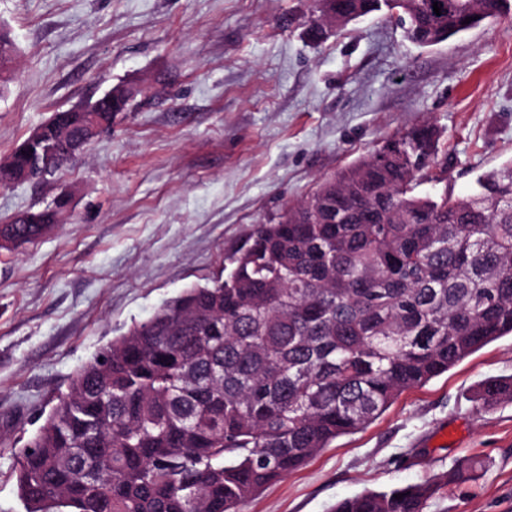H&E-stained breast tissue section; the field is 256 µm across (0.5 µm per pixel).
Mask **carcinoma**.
<instances>
[{
  "mask_svg": "<svg viewBox=\"0 0 512 512\" xmlns=\"http://www.w3.org/2000/svg\"><path fill=\"white\" fill-rule=\"evenodd\" d=\"M333 2L338 28L390 12L387 0ZM511 10L410 0L399 20L427 48ZM13 55L0 27V62ZM87 120L55 113L44 143ZM447 169L434 127L386 138L255 225L209 284L101 348L19 451L26 512H239L403 393L511 335L512 163L465 194L418 191ZM65 206L8 228L32 244ZM480 400L512 402V378L487 379ZM446 483L364 492L331 512H425Z\"/></svg>",
  "mask_w": 512,
  "mask_h": 512,
  "instance_id": "1",
  "label": "carcinoma"
}]
</instances>
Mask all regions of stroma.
Returning a JSON list of instances; mask_svg holds the SVG:
<instances>
[{
  "label": "stroma",
  "instance_id": "stroma-1",
  "mask_svg": "<svg viewBox=\"0 0 512 512\" xmlns=\"http://www.w3.org/2000/svg\"><path fill=\"white\" fill-rule=\"evenodd\" d=\"M314 0H0V158L52 114L131 86L128 111L43 184L0 187V224L70 204L0 248V512H25L18 453L78 368L221 272L251 231L396 132L430 123L448 188L512 162V14L435 47L374 13L309 30ZM512 337L402 394L240 512H331L341 498L467 469L425 512H512ZM66 204V201L59 202L53 208L27 211L25 212L28 216L27 224H6L4 226L10 228L14 237L18 240L17 244H32L57 223L58 215ZM480 400L485 407H492L501 402H512V378L487 379L481 387Z\"/></svg>",
  "mask_w": 512,
  "mask_h": 512
}]
</instances>
